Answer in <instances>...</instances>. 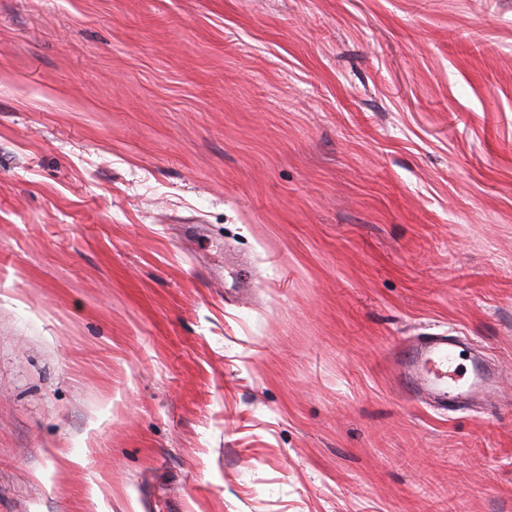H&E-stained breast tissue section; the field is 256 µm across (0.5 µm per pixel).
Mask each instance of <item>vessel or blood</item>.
Instances as JSON below:
<instances>
[{"label": "vessel or blood", "instance_id": "1", "mask_svg": "<svg viewBox=\"0 0 512 512\" xmlns=\"http://www.w3.org/2000/svg\"><path fill=\"white\" fill-rule=\"evenodd\" d=\"M392 367L403 388L425 394L448 410L488 399L497 381L480 358L464 357L459 337L445 333L402 342Z\"/></svg>", "mask_w": 512, "mask_h": 512}]
</instances>
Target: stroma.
<instances>
[{"instance_id":"obj_1","label":"stroma","mask_w":512,"mask_h":512,"mask_svg":"<svg viewBox=\"0 0 512 512\" xmlns=\"http://www.w3.org/2000/svg\"><path fill=\"white\" fill-rule=\"evenodd\" d=\"M163 498L512 512V0H0V512ZM463 352L459 337L432 333L402 342L393 354L392 367L403 388L427 395L442 409L457 410L487 400L497 381L476 356L466 359L469 368L463 365Z\"/></svg>"}]
</instances>
